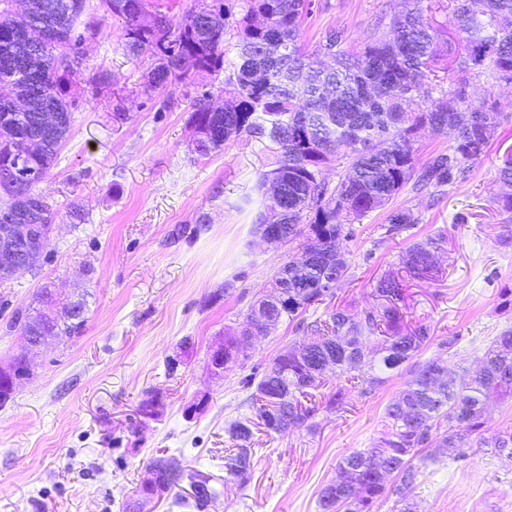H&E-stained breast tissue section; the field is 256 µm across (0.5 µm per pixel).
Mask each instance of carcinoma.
Instances as JSON below:
<instances>
[{
	"instance_id": "1",
	"label": "carcinoma",
	"mask_w": 512,
	"mask_h": 512,
	"mask_svg": "<svg viewBox=\"0 0 512 512\" xmlns=\"http://www.w3.org/2000/svg\"><path fill=\"white\" fill-rule=\"evenodd\" d=\"M107 12L125 24V54L152 53L144 77L147 97L162 92L173 80L193 71L201 79L220 71L224 103L203 90L192 105V133L201 156L224 147L243 134L275 146L274 168L261 174L264 209L256 224H266L280 202L268 195V185L283 187L287 202L288 241L316 235L336 249V262L306 258L288 261L294 276L283 287L280 272L271 282L282 289L268 304L267 316L278 325L296 323L301 339L268 364L260 379L250 376L251 407L267 399L276 415L265 424L268 433L285 434L303 428L312 433L316 409L305 405L324 385L320 365L333 363L347 375L358 395L367 396L388 375L409 364L430 343L450 351L459 340H436L428 324L408 327L405 279L427 281L439 270L436 258L447 252L448 236L438 231L412 242L399 255L406 277L387 272L377 279V308L360 316L331 306L333 294L307 288L331 278L340 282L349 266L340 256L352 225L395 200L408 183L432 197L465 178L464 164L481 158L490 142L488 127L499 126L503 114L487 100L471 104L457 90L462 108L433 98L438 75L439 38L422 0H404V11L391 20L392 36L373 35L363 51L348 56L341 50L343 31L329 30L309 53L299 45L301 25L310 13L307 0H194L185 20L172 27L165 15L149 10L148 0H103ZM0 0V166L8 158L21 161L28 176L17 189L0 195V224H49L51 213L35 187L55 163L73 123L70 88L85 70L73 68L65 55L77 51L91 36L82 20L87 0ZM457 28L467 50L457 66L462 71L488 72L500 83L512 84V0H450ZM236 37V61L224 62V37ZM331 53L335 67H315L320 55ZM420 100L416 112L407 105ZM429 125L453 135L454 145L417 165L412 136ZM345 162L335 186L320 178L322 167ZM387 232L399 233L418 223L412 209L398 206L388 214ZM325 305L309 319V309ZM85 314L44 319L35 307L16 312L9 329L24 336H76ZM512 396V329L501 332L484 353L480 366L453 371L443 360L415 364L412 378L385 407V430L370 448L354 450L338 464L336 480L322 488L321 512H372L385 491L388 475L375 457L393 465V492L403 508L417 512L410 494L420 474L414 460L428 448H462L483 435L485 411L494 398ZM253 425L240 417L224 427L233 443L224 456V470L242 480L253 457ZM484 446L512 456V432L499 433ZM154 463L163 471L166 491L192 475L168 459Z\"/></svg>"
}]
</instances>
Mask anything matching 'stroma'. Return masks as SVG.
I'll use <instances>...</instances> for the list:
<instances>
[{"instance_id": "1", "label": "stroma", "mask_w": 512, "mask_h": 512, "mask_svg": "<svg viewBox=\"0 0 512 512\" xmlns=\"http://www.w3.org/2000/svg\"><path fill=\"white\" fill-rule=\"evenodd\" d=\"M436 3L422 5L441 31L450 69L435 97L461 87L472 101L497 100L504 118L487 154L468 162L466 179L448 185L437 204L409 186L399 194L396 205L412 209L418 224L389 234L388 213L378 210L354 225L342 244L349 274L332 302L353 314L375 307L372 285L397 269L400 252L447 230L443 272L412 286L406 318L459 338L447 353L430 345L418 362L439 358L472 370L512 329V242L497 238L504 219L497 167L512 153V85L454 69L465 43ZM87 5L96 31L83 46L84 78L70 91L71 132L35 188L54 231L36 266L0 286V363L24 351L7 329L13 312L44 291L84 301L86 322L79 335L36 351L34 375L0 406V512H129L162 456L213 492L205 512H319V493L339 461L378 440L384 408L410 373H394L369 396L351 394L343 409L318 408L315 433L256 431L246 481L226 474L224 426L253 414L244 378L299 338L281 323L223 378L208 370L210 351L240 331L273 272L301 251L295 242L263 243L255 232L258 181L275 155L242 136L199 156L192 103L204 88L222 98L223 75L203 84L190 73L164 93L143 95L149 56L128 58L123 21L101 0ZM400 9V0H312L300 43L314 51L336 28L344 50L361 51L378 16ZM100 70L112 82L97 89L89 79ZM77 209L84 221L73 218ZM154 396L158 414L142 420L139 408ZM411 499L418 512H512V458L475 446L440 454L421 466Z\"/></svg>"}]
</instances>
